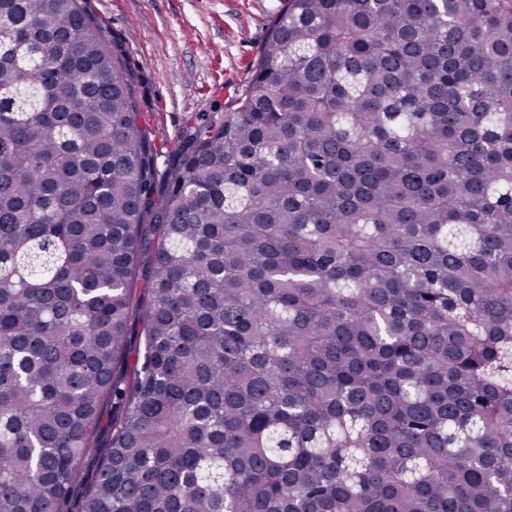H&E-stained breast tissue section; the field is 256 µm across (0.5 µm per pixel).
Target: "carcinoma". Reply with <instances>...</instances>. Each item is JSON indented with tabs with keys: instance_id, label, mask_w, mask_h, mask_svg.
<instances>
[{
	"instance_id": "obj_1",
	"label": "carcinoma",
	"mask_w": 512,
	"mask_h": 512,
	"mask_svg": "<svg viewBox=\"0 0 512 512\" xmlns=\"http://www.w3.org/2000/svg\"><path fill=\"white\" fill-rule=\"evenodd\" d=\"M86 3L0 0V512L106 399L78 512H512V0H284L161 175ZM120 409L113 401H106L101 410V419L92 440V452L84 459L80 470V478L74 487L72 498L67 503V511L77 512L80 500L93 486L100 466L110 448L113 424L119 419Z\"/></svg>"
}]
</instances>
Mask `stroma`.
I'll list each match as a JSON object with an SVG mask.
<instances>
[{"instance_id":"stroma-1","label":"stroma","mask_w":512,"mask_h":512,"mask_svg":"<svg viewBox=\"0 0 512 512\" xmlns=\"http://www.w3.org/2000/svg\"><path fill=\"white\" fill-rule=\"evenodd\" d=\"M282 0H88L137 81L140 124L158 166L179 148L189 119L223 115L251 80ZM121 411L105 402L80 478L67 503L77 512L93 486Z\"/></svg>"}]
</instances>
